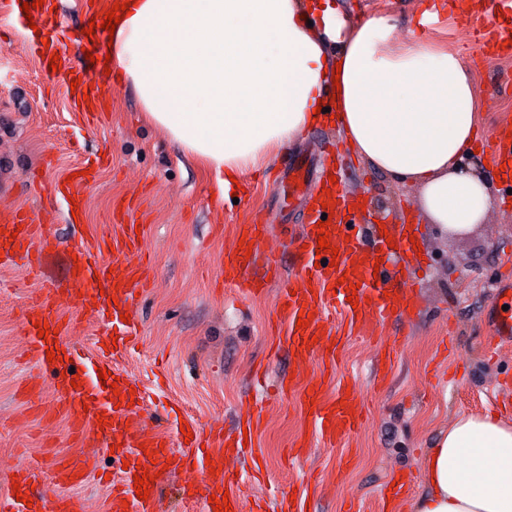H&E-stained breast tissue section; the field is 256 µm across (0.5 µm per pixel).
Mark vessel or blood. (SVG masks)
Listing matches in <instances>:
<instances>
[{"mask_svg":"<svg viewBox=\"0 0 512 512\" xmlns=\"http://www.w3.org/2000/svg\"><path fill=\"white\" fill-rule=\"evenodd\" d=\"M498 22L487 28L482 16L470 18L475 33L492 30L496 44L512 40V0H487ZM85 116H95L101 110L98 89L81 82L74 91ZM491 156L494 164L504 165L506 174H512V137L499 133L494 141ZM329 167H308L292 161L285 177L286 182L309 191L307 224L294 242L297 270L285 281L280 290L279 307L285 316L288 329V346L297 358L319 357L323 363L335 364L342 346V334L349 331L360 335L373 334L391 320L396 310L402 309L410 297L398 286L399 272L395 265L400 252L406 249L409 233L404 226L393 227L391 236L395 246H388L387 235L377 233L375 239L366 240L356 231L351 221L349 207L353 202L339 191L325 193L312 191L313 181H327ZM87 176L73 178L72 182L59 183L54 193L65 201L66 212H73L76 203L82 202ZM335 203L334 215L328 227L331 251L318 249L319 221L324 201ZM44 238L42 225L26 212L18 209L0 212V250L12 252L23 260L29 269H42L47 257L40 243ZM112 255H104L101 245L79 243L70 249L76 255L80 269L70 281L80 292L84 306L92 308L111 330L110 340L93 350L86 351L65 342L57 329L61 322L54 310L57 290L52 280H44L39 295L31 304L24 323L25 343L36 358L39 368L54 380L55 391L62 404V411L71 424L73 433L92 432L114 449L113 462L120 465L118 478L112 481L109 512H153L156 497L165 483L163 469H178L189 464L207 476V495H214L221 484H234L237 477L225 464L224 450L205 452L202 449L174 455L164 447L159 435L145 434L137 418L143 409L142 401L132 406H115L104 399L106 390L99 377V369L117 376L121 395H128L134 383L131 376L120 369L130 343L137 334L134 321H122L128 313L136 287L145 286L149 265L140 255V238L134 225L125 224L119 235L113 236ZM245 247L239 246L224 255L221 274L225 287L245 294L262 292V279L250 275L251 259L245 256ZM358 287L356 303L346 300L347 284ZM311 313L307 327H298L300 312ZM344 317V327H337V317ZM47 322L54 333L49 339L38 336L36 325ZM59 350L61 361L51 363L46 358L49 349ZM78 374L79 386H72L71 374ZM301 404L311 407L316 439L327 448H335L356 434L362 426V398L358 390L338 384L333 395H326L322 380L309 382L303 389ZM155 451L156 460H149L148 451ZM218 465L219 473L210 474V465ZM94 463L89 458L54 459L50 468L58 484L78 483L80 476L88 474ZM148 470L156 479L149 485L147 499H138L134 487L137 469ZM16 495L0 498V512H82V502L74 497H57L53 505H46L41 497H33L32 504L17 501Z\"/></svg>","mask_w":512,"mask_h":512,"instance_id":"obj_1","label":"vessel or blood"}]
</instances>
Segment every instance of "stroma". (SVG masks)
Returning <instances> with one entry per match:
<instances>
[{
  "label": "stroma",
  "mask_w": 512,
  "mask_h": 512,
  "mask_svg": "<svg viewBox=\"0 0 512 512\" xmlns=\"http://www.w3.org/2000/svg\"><path fill=\"white\" fill-rule=\"evenodd\" d=\"M432 2L342 0V8L352 21L383 18L399 38L426 36L462 54L479 95L489 100L480 124V138L488 140L512 122V84L492 83L488 72L512 71V55L485 63L459 11H444L445 28L422 29L420 17ZM27 36L10 0H0V208L33 211L53 243L41 273L0 261V496L18 467L53 454L90 455L98 471L84 482L66 488L45 476L34 490L49 500L66 492L82 500L85 512H108L111 489L99 479L109 468L103 443L93 434H71L50 375L24 352L23 318L49 277L60 283L55 308L68 340L85 348L104 337L106 325L80 308L61 272L71 245L112 232L113 207L121 201L131 207L127 223L143 227L141 253L153 266L149 286L132 304L139 335L123 362L145 392L146 432L166 434L180 454L167 407L205 434L257 417L256 457L235 461L239 482L230 493L262 498L264 512H282V498L291 495L304 512H410L421 487V460L437 431L456 415L498 412L512 400V388L501 386L512 379V345L493 359L484 354L493 286L512 284V207L494 210L467 235L447 237L425 222L417 188L350 154L349 190L373 211L419 227L418 305L410 319L379 329L378 340H344L335 368L317 357L299 362L285 338L277 284L243 298L225 289L221 268L237 244L236 226L254 222L269 225L270 233L250 274L286 265L306 205L284 194L276 176L290 159L316 155L318 133L280 150L245 178L237 201L225 200L216 177L144 122L135 90L93 69L81 43L68 42L66 54L99 86L102 110L93 122L75 110L62 80L47 77ZM97 153L107 162L84 191V216L67 223L52 187ZM313 376L327 391L347 381L361 393L366 423L345 447L309 443L313 422L299 394ZM400 478L410 479L409 492L383 499L384 486Z\"/></svg>",
  "instance_id": "obj_1"
}]
</instances>
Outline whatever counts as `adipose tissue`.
<instances>
[{"label":"adipose tissue","instance_id":"1","mask_svg":"<svg viewBox=\"0 0 512 512\" xmlns=\"http://www.w3.org/2000/svg\"><path fill=\"white\" fill-rule=\"evenodd\" d=\"M313 11L320 25H309ZM107 51L147 122L223 191L315 128L313 110L337 82L342 135L378 171L416 187L440 233L468 234L498 206L485 178L461 164L480 121L466 61L429 39H399L385 19L350 21L338 0H135ZM421 471L412 512H512V423L457 416Z\"/></svg>","mask_w":512,"mask_h":512}]
</instances>
